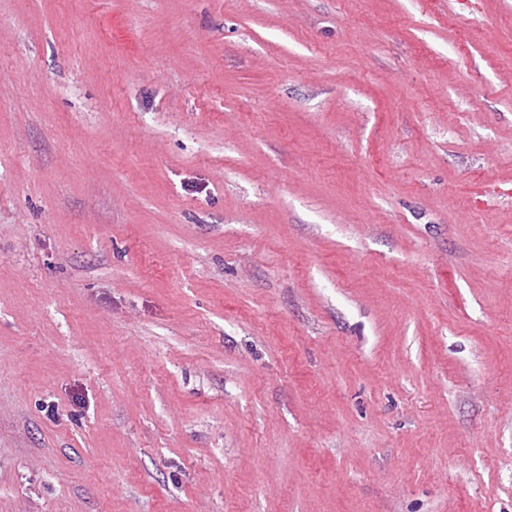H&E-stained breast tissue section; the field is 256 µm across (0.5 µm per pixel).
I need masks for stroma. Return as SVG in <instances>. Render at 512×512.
<instances>
[{"label":"stroma","instance_id":"stroma-1","mask_svg":"<svg viewBox=\"0 0 512 512\" xmlns=\"http://www.w3.org/2000/svg\"><path fill=\"white\" fill-rule=\"evenodd\" d=\"M0 512H512V0H0Z\"/></svg>","mask_w":512,"mask_h":512}]
</instances>
